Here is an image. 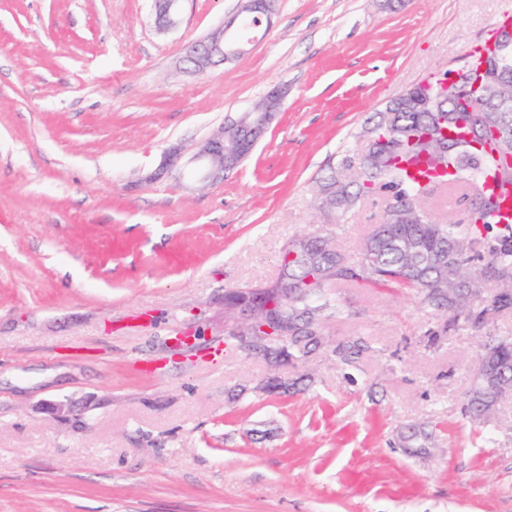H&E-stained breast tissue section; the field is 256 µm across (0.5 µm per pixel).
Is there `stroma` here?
Masks as SVG:
<instances>
[{"label": "stroma", "instance_id": "1", "mask_svg": "<svg viewBox=\"0 0 512 512\" xmlns=\"http://www.w3.org/2000/svg\"><path fill=\"white\" fill-rule=\"evenodd\" d=\"M152 5L0 0V512H512V398L463 417L483 336L428 345L440 317L412 291L331 288L329 342L371 345L350 365L223 343L225 291L275 278L289 238L358 260L381 202L336 223L313 187L512 0H277L247 53L203 73L187 47L241 0H181L165 32ZM276 86L223 181L157 176ZM421 425L426 449L403 447ZM286 90L276 87L270 90L263 100L260 108L249 111L253 115L251 123L245 127L244 134L238 145L240 151L248 150L250 153L258 142V132H264L274 120L277 112H279L284 104Z\"/></svg>", "mask_w": 512, "mask_h": 512}]
</instances>
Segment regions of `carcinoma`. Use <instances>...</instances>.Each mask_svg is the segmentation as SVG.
Wrapping results in <instances>:
<instances>
[{"mask_svg": "<svg viewBox=\"0 0 512 512\" xmlns=\"http://www.w3.org/2000/svg\"><path fill=\"white\" fill-rule=\"evenodd\" d=\"M512 62L502 65L492 57L485 59L484 78L494 82ZM464 79L462 67L423 82L390 100L367 121L358 135L362 149L342 155L328 168L315 191V202L323 208L327 191L331 196L327 215L341 217L359 209L372 195L385 197L379 223L362 241L360 257L346 259L331 238L311 239L296 236L282 250L311 240L325 246L321 253L324 274L312 276V267L303 252L288 262V276L298 281L296 293L283 296L270 285L266 300L269 313L288 318L292 335L288 342L275 341L267 346L268 363L289 362L297 355L291 351L303 342L314 348L324 344V324L332 307L321 290L350 284L374 288H404L413 291L421 303L445 320L428 333L435 342L464 324L477 332H486L477 357L487 364L478 370L471 390L463 397L465 413L476 423L494 406L500 389L512 388V337L489 332L500 313H512V216L505 212L504 199L487 190L481 215L472 218L464 204L472 196L471 174H486L504 186H512V143L502 142L494 134L501 120L498 112L486 113V124L476 130L462 101L455 100L458 83ZM437 93L448 97V111L442 125L433 124L428 111L430 99ZM458 136L448 143V151L437 150L443 130ZM454 190L458 213L438 215L432 207L437 188ZM255 300L248 290L229 289L224 304L247 306ZM369 349L361 337L340 342L331 354L343 364H352Z\"/></svg>", "mask_w": 512, "mask_h": 512, "instance_id": "1", "label": "carcinoma"}]
</instances>
